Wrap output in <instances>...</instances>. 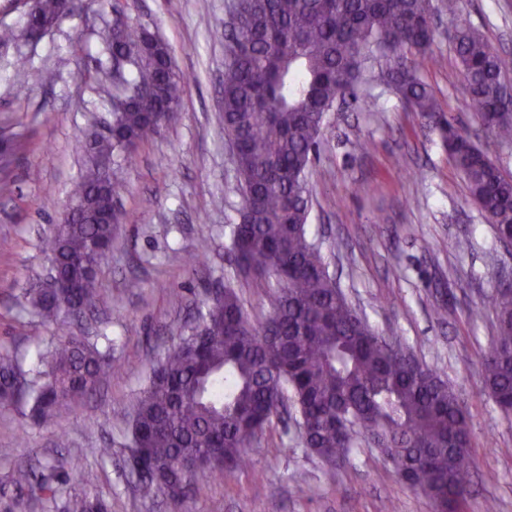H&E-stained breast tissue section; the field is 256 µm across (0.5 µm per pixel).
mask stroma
Returning <instances> with one entry per match:
<instances>
[{"instance_id": "1", "label": "stroma", "mask_w": 512, "mask_h": 512, "mask_svg": "<svg viewBox=\"0 0 512 512\" xmlns=\"http://www.w3.org/2000/svg\"><path fill=\"white\" fill-rule=\"evenodd\" d=\"M233 0H85L62 14L35 40L0 44V135L12 164L10 194H0V357L23 369L34 365L29 336L40 327L25 315L32 289L46 281L51 261L43 250L71 185L84 173L76 145L102 131L111 118L110 66L104 40L116 14L132 30L149 32L172 51L175 73L194 72L181 105L161 134L142 145L132 162L116 157L126 190L122 211L135 222L119 225L116 247L98 272L104 301L68 327L112 342L114 368L98 393L54 427L27 420L21 409L0 407V512H48L19 490V470L55 464L69 483L90 485L112 500V512H434L430 499L401 481L364 443H356L335 473L304 447L286 414H275L247 453L249 470L219 480L200 479L180 506L162 494L144 495L128 469L130 420L155 360L175 345L204 311L209 292L227 282L233 264L230 227L238 223L242 195L222 124L224 26ZM432 0L437 27L429 53L417 57L419 77L448 118L512 174V144L480 127L450 34L461 25L478 30L489 47L512 55V0ZM28 61L19 70L17 59ZM52 71L51 84H34ZM28 95H17L19 85ZM360 98L343 95L327 113L312 188L311 238L320 243L348 300L375 332L409 348L456 392L472 436L475 468L464 512H512V417L484 388L481 357L495 334L492 310L473 314L483 298L512 277V255L429 120L382 81L363 84ZM373 105L364 108L361 97ZM368 151H360V143ZM471 242L469 251L456 247ZM192 252L206 255L197 269ZM137 287H128V280ZM179 290L181 306L170 303ZM446 310L437 319L435 307ZM45 341L53 327H40ZM111 444L112 456L96 450ZM85 460L81 474L67 466Z\"/></svg>"}]
</instances>
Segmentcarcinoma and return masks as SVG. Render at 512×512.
Masks as SVG:
<instances>
[{
  "label": "carcinoma",
  "instance_id": "1",
  "mask_svg": "<svg viewBox=\"0 0 512 512\" xmlns=\"http://www.w3.org/2000/svg\"><path fill=\"white\" fill-rule=\"evenodd\" d=\"M65 0H36L50 23ZM431 0H234L224 62V137L239 143L234 158L249 212L231 225L235 278L275 283L273 312L261 327L242 298L224 287L189 333L161 357L138 398L131 421V447L144 465V494L161 493L179 505L201 477L246 469L247 448L285 402L296 409L303 443L336 469L362 435L413 489L429 497L436 512H461L462 487L475 467L470 431L454 389L418 363L398 342L373 331L338 291L307 229L311 208L308 172L327 112L340 94H356L372 65L385 60L381 78L408 106L428 117L448 156L463 174L473 203L491 220L498 239L512 237V176L461 134L445 116L409 56L426 53L434 40ZM455 52L482 126L512 144V105L501 101L512 59L494 53L470 27L453 35ZM120 69L112 79V137L79 142L85 173L71 200L84 202L76 222L45 244L58 280L75 261L90 265L77 288H38L29 304L60 338L36 354L27 378L11 359H0V404L28 407L38 426L92 394L112 361L98 343L64 330L103 297L97 274L107 261L121 213L103 223L111 199L125 182L118 168L101 160H132L139 147L169 122L180 106L182 83L162 40L135 35L127 23L107 37ZM482 306L495 310L496 336L482 358L485 387L497 407L512 414V291H495ZM215 462L196 473L189 456ZM15 484L48 505L66 495L65 512H111L100 491L63 489L53 470L32 482L18 471Z\"/></svg>",
  "mask_w": 512,
  "mask_h": 512
}]
</instances>
